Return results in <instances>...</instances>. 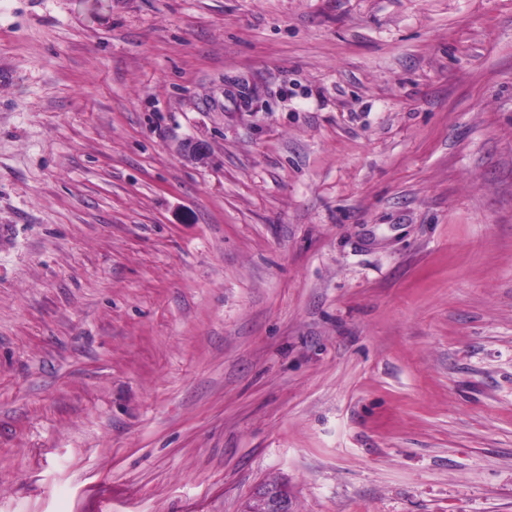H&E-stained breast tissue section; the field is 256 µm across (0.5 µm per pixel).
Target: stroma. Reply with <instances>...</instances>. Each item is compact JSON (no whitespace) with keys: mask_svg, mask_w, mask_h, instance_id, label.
<instances>
[{"mask_svg":"<svg viewBox=\"0 0 512 512\" xmlns=\"http://www.w3.org/2000/svg\"><path fill=\"white\" fill-rule=\"evenodd\" d=\"M270 482L512 512V0H0V512Z\"/></svg>","mask_w":512,"mask_h":512,"instance_id":"35a3bbf8","label":"stroma"}]
</instances>
